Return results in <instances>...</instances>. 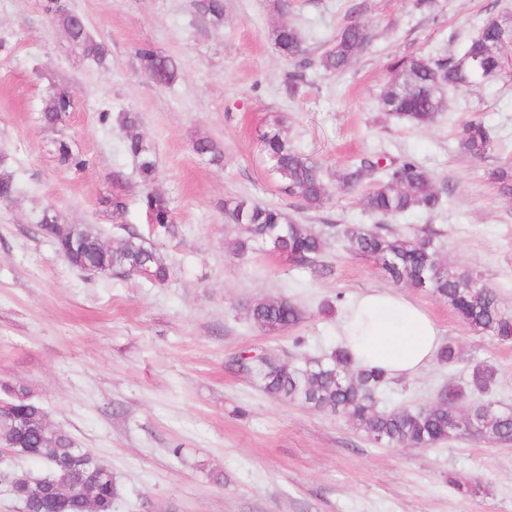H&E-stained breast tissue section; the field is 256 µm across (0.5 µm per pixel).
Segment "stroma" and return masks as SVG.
Here are the masks:
<instances>
[{
    "label": "stroma",
    "instance_id": "35a3bbf8",
    "mask_svg": "<svg viewBox=\"0 0 512 512\" xmlns=\"http://www.w3.org/2000/svg\"><path fill=\"white\" fill-rule=\"evenodd\" d=\"M224 0L214 28L191 0H69L92 35L110 49L99 68L76 55L40 0H0V155L15 170L18 191L0 204V382L25 388L52 427L90 450L115 477L112 512H512V444L466 437L432 448L374 443L344 418L269 396L258 377L238 367L240 353L267 352L297 362L335 347L339 311L369 289L395 285L370 260L350 252L340 224H373L361 191H337L325 208L302 212L281 193L261 151L271 115L300 151L335 178L372 151L414 157L448 185L441 212L413 211L389 220L410 235L434 233L448 264L478 272L512 314V205L493 171L512 166V80L444 91L446 109L416 127L385 115L379 96L402 57L460 53L494 17L512 16V0ZM371 26V42L349 70L313 73L295 97L283 92L290 67L274 45L280 25L300 30L318 55L353 5ZM148 45L173 56L176 82L153 84L135 55ZM74 93V110L56 131L37 116L49 85ZM133 111L157 146L155 186L171 202L170 232L151 233L139 206L137 162L123 149L118 123L103 110ZM477 117L494 148L476 160L460 147L459 123ZM224 151L215 164L192 149L198 137ZM90 159L81 170L60 163L59 142ZM126 177L125 226L151 234L170 276L161 285L136 276H88L69 266L35 218L52 208L63 224H92L104 238L117 228L99 203L112 174ZM243 197L295 214L327 240L318 273L260 251H230L238 227L225 199ZM454 342L452 365L432 361L391 381L385 403L412 407L467 379L480 362L497 382L489 393L512 409V343L474 333L448 304L405 289ZM264 298H284L303 318L267 333L248 317ZM485 486L458 495L449 477Z\"/></svg>",
    "mask_w": 512,
    "mask_h": 512
}]
</instances>
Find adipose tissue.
I'll return each mask as SVG.
<instances>
[{
    "label": "adipose tissue",
    "instance_id": "ef3b65f1",
    "mask_svg": "<svg viewBox=\"0 0 512 512\" xmlns=\"http://www.w3.org/2000/svg\"><path fill=\"white\" fill-rule=\"evenodd\" d=\"M338 336L358 365L391 377L415 374L442 344L439 327L419 306L385 290L360 293L343 312Z\"/></svg>",
    "mask_w": 512,
    "mask_h": 512
}]
</instances>
